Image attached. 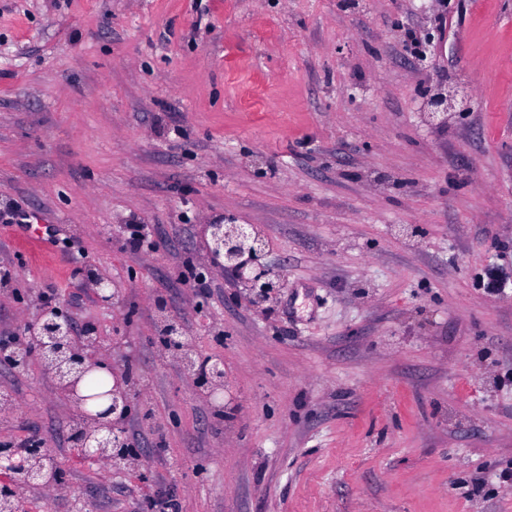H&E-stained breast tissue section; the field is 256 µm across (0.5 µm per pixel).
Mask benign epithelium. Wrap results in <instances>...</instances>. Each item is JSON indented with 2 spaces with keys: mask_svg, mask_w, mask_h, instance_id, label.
<instances>
[{
  "mask_svg": "<svg viewBox=\"0 0 512 512\" xmlns=\"http://www.w3.org/2000/svg\"><path fill=\"white\" fill-rule=\"evenodd\" d=\"M463 100L464 97L457 91L439 89L425 98L423 111L427 112L431 121L445 124L448 113L456 111ZM204 240L209 254L247 288L252 303H269L284 288L283 273L260 263L266 238L255 225L242 224L226 217L222 223L204 226ZM89 284L101 304L110 306L114 303L116 294L110 280L92 273ZM25 335L32 341V347L24 346L9 354L0 352V364L13 370H25L31 362H38L61 393L78 406L95 398L111 397V403L103 410H80L81 419L78 426L73 428L71 442L89 459L104 460L117 472L125 470L134 456L124 427L134 396L133 377L128 374L126 365L115 363L110 368L113 379L111 390L94 396L81 395L78 393L79 383L100 366L95 355L97 337L79 339L74 336L70 323L63 319L60 309L56 307L41 309L35 320L28 324ZM168 335L183 351V371L197 380L199 388L216 407H222L221 401L228 389L224 361L212 362L205 377L200 379L195 358L185 343L180 341L176 325H168ZM51 454L50 446L42 439H34L22 448L10 442L0 443V469L13 475L11 481L0 484V509L17 512L18 484L34 487L47 483V459Z\"/></svg>",
  "mask_w": 512,
  "mask_h": 512,
  "instance_id": "obj_1",
  "label": "benign epithelium"
}]
</instances>
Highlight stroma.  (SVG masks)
I'll use <instances>...</instances> for the list:
<instances>
[{
	"instance_id": "stroma-1",
	"label": "stroma",
	"mask_w": 512,
	"mask_h": 512,
	"mask_svg": "<svg viewBox=\"0 0 512 512\" xmlns=\"http://www.w3.org/2000/svg\"><path fill=\"white\" fill-rule=\"evenodd\" d=\"M436 83L472 98L442 127ZM9 201L53 231L33 252L0 223V333L45 293L137 373L116 473L72 451L48 375L0 367V442L61 463L20 512H512V289L478 279L512 275V0H0ZM226 216L285 275L267 307L205 256ZM162 311L223 360L227 409L158 343ZM511 280L502 269L498 267H488L482 275L483 290L486 295L498 298L506 293Z\"/></svg>"
}]
</instances>
